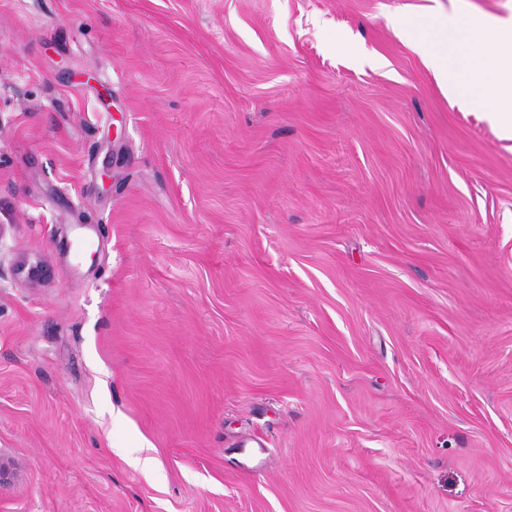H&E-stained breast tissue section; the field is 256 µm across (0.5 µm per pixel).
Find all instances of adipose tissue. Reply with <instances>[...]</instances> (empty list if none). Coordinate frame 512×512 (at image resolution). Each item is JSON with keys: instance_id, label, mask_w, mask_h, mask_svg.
I'll return each instance as SVG.
<instances>
[{"instance_id": "obj_1", "label": "adipose tissue", "mask_w": 512, "mask_h": 512, "mask_svg": "<svg viewBox=\"0 0 512 512\" xmlns=\"http://www.w3.org/2000/svg\"><path fill=\"white\" fill-rule=\"evenodd\" d=\"M435 18L433 39L429 42L421 39L415 28L402 18H394L393 25L404 42L419 55L444 95L489 109L503 135L512 138V54L470 55L455 61L450 58L469 28L486 29L487 43L512 44V22L487 29L482 21L475 19L465 28L449 19L445 11H437Z\"/></svg>"}]
</instances>
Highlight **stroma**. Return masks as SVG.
I'll return each mask as SVG.
<instances>
[{"label":"stroma","instance_id":"35a3bbf8","mask_svg":"<svg viewBox=\"0 0 512 512\" xmlns=\"http://www.w3.org/2000/svg\"><path fill=\"white\" fill-rule=\"evenodd\" d=\"M431 6L0 0V512H512V139ZM431 15L436 18L433 46L421 39L415 27L407 25L402 18L394 17L393 25L404 42L419 55L445 96L461 98L474 107L489 108L503 135L512 138V53L469 55L461 60L457 57L451 67L448 56L465 38V29L448 19V13L441 9ZM461 70L468 73L465 83L458 79ZM491 76L495 78V85L488 88ZM13 268L16 274L20 276L30 288H35L39 285L41 275L40 262L32 261L27 255H19L13 261Z\"/></svg>","mask_w":512,"mask_h":512}]
</instances>
